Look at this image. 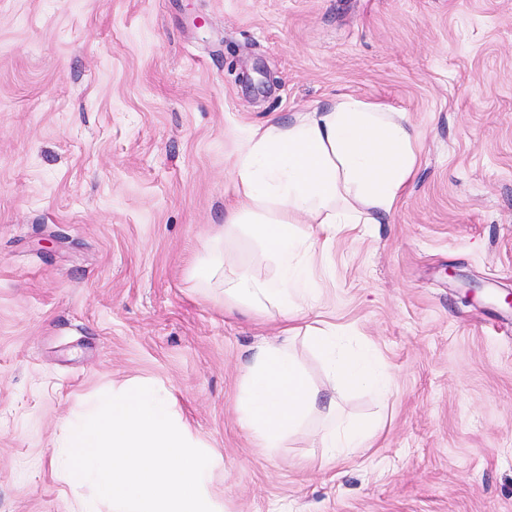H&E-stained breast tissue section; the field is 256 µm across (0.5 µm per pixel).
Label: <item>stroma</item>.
<instances>
[{"instance_id": "stroma-1", "label": "stroma", "mask_w": 512, "mask_h": 512, "mask_svg": "<svg viewBox=\"0 0 512 512\" xmlns=\"http://www.w3.org/2000/svg\"><path fill=\"white\" fill-rule=\"evenodd\" d=\"M349 94L406 112L394 214L318 253L396 386L372 448L268 455L238 401L279 318L206 298L248 130ZM170 392L224 512H512V0H0V512H70L53 447L99 392Z\"/></svg>"}]
</instances>
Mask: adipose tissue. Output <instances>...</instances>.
I'll use <instances>...</instances> for the list:
<instances>
[{
  "instance_id": "adipose-tissue-1",
  "label": "adipose tissue",
  "mask_w": 512,
  "mask_h": 512,
  "mask_svg": "<svg viewBox=\"0 0 512 512\" xmlns=\"http://www.w3.org/2000/svg\"><path fill=\"white\" fill-rule=\"evenodd\" d=\"M418 140L406 113L346 94L252 128L235 156V197L193 277L214 286L225 304L285 321L276 341L252 349L239 406L244 427L269 454L313 416L324 465L366 447L375 434L343 416L337 396L365 390L386 399L390 370L372 350L344 346L335 324L298 321L320 299L311 276L318 250L349 225L379 224L391 215L417 165ZM242 224L272 261L271 277L226 258L224 243ZM300 336L321 357L327 387L311 385L301 369L293 351Z\"/></svg>"
}]
</instances>
